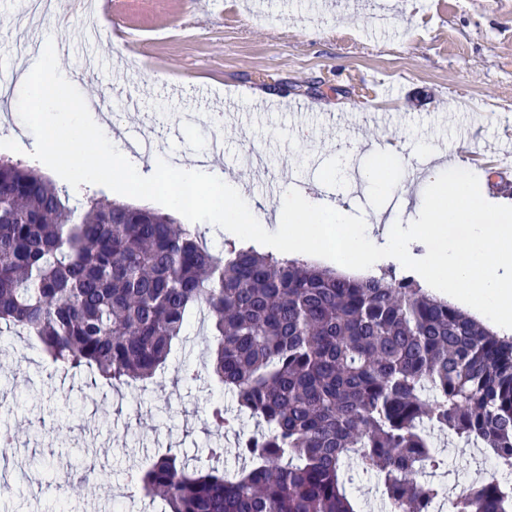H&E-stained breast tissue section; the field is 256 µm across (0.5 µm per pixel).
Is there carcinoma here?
Segmentation results:
<instances>
[{"mask_svg":"<svg viewBox=\"0 0 512 512\" xmlns=\"http://www.w3.org/2000/svg\"><path fill=\"white\" fill-rule=\"evenodd\" d=\"M194 316L207 377L263 428L230 478L174 453L137 472L164 512H361L346 491L352 457L380 475L395 512H427L441 486L416 476L442 465L430 427L512 473V339L413 278L216 251L150 208L94 195L71 207L39 169L0 158V325L115 389L163 369ZM207 425L232 427L224 397ZM452 512H512V483L467 486Z\"/></svg>","mask_w":512,"mask_h":512,"instance_id":"obj_1","label":"carcinoma"}]
</instances>
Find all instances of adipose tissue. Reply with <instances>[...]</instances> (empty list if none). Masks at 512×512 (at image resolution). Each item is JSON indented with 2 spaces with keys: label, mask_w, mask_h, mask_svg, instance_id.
Returning <instances> with one entry per match:
<instances>
[{
  "label": "adipose tissue",
  "mask_w": 512,
  "mask_h": 512,
  "mask_svg": "<svg viewBox=\"0 0 512 512\" xmlns=\"http://www.w3.org/2000/svg\"><path fill=\"white\" fill-rule=\"evenodd\" d=\"M177 179L196 186L199 205L205 208L211 223H248L247 212L239 203L238 187L226 185L218 167L200 162L182 164L177 168Z\"/></svg>",
  "instance_id": "ef3b65f1"
}]
</instances>
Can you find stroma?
I'll return each mask as SVG.
<instances>
[{
    "label": "stroma",
    "mask_w": 512,
    "mask_h": 512,
    "mask_svg": "<svg viewBox=\"0 0 512 512\" xmlns=\"http://www.w3.org/2000/svg\"><path fill=\"white\" fill-rule=\"evenodd\" d=\"M26 7L0 0V69L31 62L18 22ZM60 8L70 30L48 17L39 40L66 44L71 83L105 95L92 118L110 121L125 143L150 134L172 164L220 145V170L243 184L260 223L272 224L291 188L367 219H417L423 188L404 180L383 195L363 181L377 145L398 147L423 179L447 149L482 193L512 200V184L473 158L512 140V0H112L94 39L77 0ZM89 56L98 65L87 73ZM21 86H0V157L27 163L36 138L12 108ZM205 359L197 322L153 382L117 391L89 371L56 369L36 340L0 331V426L17 436L0 448L17 492L0 512H162L129 475L171 449L192 463L220 442L224 468L239 469L235 441L258 423L239 418L228 435L207 427L216 388L182 380ZM434 441L459 481L496 470L472 446Z\"/></svg>",
    "instance_id": "1"
}]
</instances>
